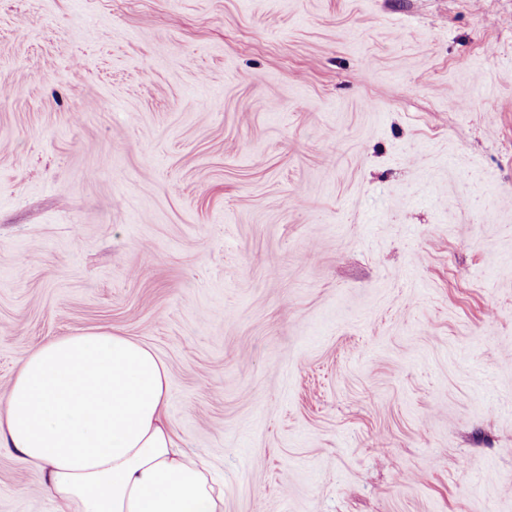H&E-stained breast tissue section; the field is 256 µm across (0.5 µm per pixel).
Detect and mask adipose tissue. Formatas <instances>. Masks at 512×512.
<instances>
[{
  "label": "adipose tissue",
  "mask_w": 512,
  "mask_h": 512,
  "mask_svg": "<svg viewBox=\"0 0 512 512\" xmlns=\"http://www.w3.org/2000/svg\"><path fill=\"white\" fill-rule=\"evenodd\" d=\"M168 393L165 364L130 337H57L22 358L0 447L41 474L56 512H224L209 469L174 442Z\"/></svg>",
  "instance_id": "ef3b65f1"
}]
</instances>
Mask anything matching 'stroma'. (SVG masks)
<instances>
[{
	"label": "stroma",
	"mask_w": 512,
	"mask_h": 512,
	"mask_svg": "<svg viewBox=\"0 0 512 512\" xmlns=\"http://www.w3.org/2000/svg\"><path fill=\"white\" fill-rule=\"evenodd\" d=\"M102 331L224 512H512V0H0V408Z\"/></svg>",
	"instance_id": "1"
}]
</instances>
